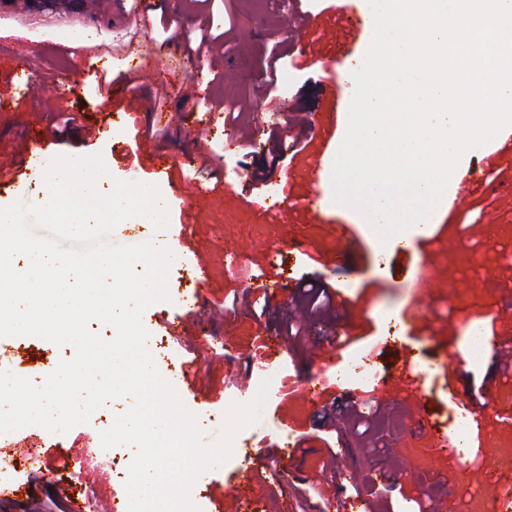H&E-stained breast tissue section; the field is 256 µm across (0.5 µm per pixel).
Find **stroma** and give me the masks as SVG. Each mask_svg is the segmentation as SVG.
Instances as JSON below:
<instances>
[{
    "label": "stroma",
    "instance_id": "obj_1",
    "mask_svg": "<svg viewBox=\"0 0 512 512\" xmlns=\"http://www.w3.org/2000/svg\"><path fill=\"white\" fill-rule=\"evenodd\" d=\"M320 10L277 8L273 0H178L174 15L186 30L222 36L223 79L207 94L183 98L167 82L210 66L195 42L176 56L149 55L166 35L160 23L144 28L137 14L112 21V0H30L26 10L0 16V159L20 158L37 120L78 114L80 130L51 140L45 160L101 154L110 180L156 186L168 208V224L137 225L141 242L175 246L168 272L173 298L150 306L143 325L151 340L166 339L167 359H156L160 375L196 415L203 445L220 438L224 412L242 379L241 364L266 356L262 344L280 337L286 325H302L301 340L289 341L274 360L268 397L258 423L244 435L247 448L232 455L190 498L200 512H243L248 499L264 512H339L344 500L360 497L371 512H482L507 495L512 484V378L503 374L512 354V154L497 153L495 142L481 145L461 165L460 176L473 187L457 207L440 202L437 227L422 255L400 250L399 237L377 244L359 211L340 210L333 199L330 159L345 136L351 95L341 78L364 57L371 40L334 41L330 32L337 9L362 24L364 0H331ZM287 35L279 70L288 71L286 88L254 101L238 127H225L215 100L231 101L247 91L273 33ZM253 37L249 56L236 51L242 34ZM309 62L294 64L297 49ZM47 87L29 96L14 76L15 59ZM104 61L107 77L123 74L137 86L135 113L114 119L116 103L105 101L86 61ZM144 61L152 80L141 83L133 65ZM69 78L71 95H53L48 84ZM292 119L304 148L281 151L276 132ZM249 136V150L225 151L227 140ZM165 162L152 171L151 154ZM210 194H197L198 185ZM275 186L284 204L270 209L265 199ZM318 196L320 215L303 209ZM252 246L241 268L231 269L229 248ZM204 277H197L196 266ZM320 280L334 289L332 304L310 320L294 287ZM285 291L260 311L255 301L264 287ZM426 311L420 322L407 318L416 300ZM481 314L495 323L496 356L471 358L469 318ZM178 316L191 323L180 336L167 324ZM369 356L380 375L392 378L400 364H425L427 408L410 394L371 383L339 380L336 372L351 353ZM72 345L36 336L0 337V370L42 385L60 362L72 360ZM463 361L461 388L478 384L489 400L479 426L469 427V462L433 453L437 435H452L463 412L443 377L449 360ZM195 361L192 389H184L175 368ZM321 386L311 397L309 384ZM354 398L381 419L362 432L335 414V403ZM424 422H417V415ZM97 420L52 433L30 425L8 432L18 448H35L49 475L35 481L26 470L10 475L12 496L0 498V512H35L38 504L60 500L62 484L87 500L104 504L111 495L126 498L112 472L111 453L101 446ZM274 456L279 470L259 465L249 484L237 481L243 456Z\"/></svg>",
    "mask_w": 512,
    "mask_h": 512
}]
</instances>
